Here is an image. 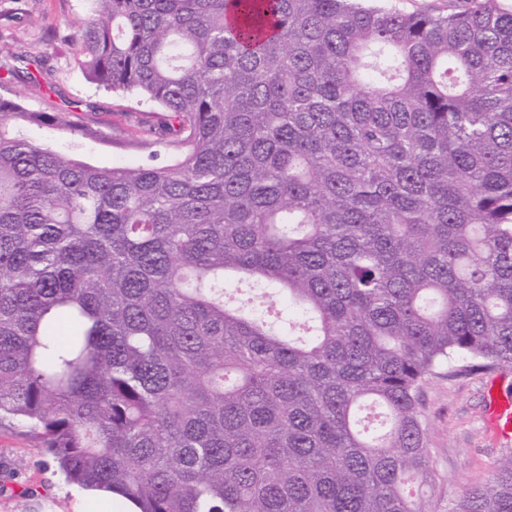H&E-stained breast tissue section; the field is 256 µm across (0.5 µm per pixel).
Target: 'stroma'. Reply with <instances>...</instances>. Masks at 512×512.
Masks as SVG:
<instances>
[{"instance_id": "1", "label": "stroma", "mask_w": 512, "mask_h": 512, "mask_svg": "<svg viewBox=\"0 0 512 512\" xmlns=\"http://www.w3.org/2000/svg\"><path fill=\"white\" fill-rule=\"evenodd\" d=\"M22 9L25 20L0 28V59L7 53L40 56L42 68L58 90L48 94L28 90L36 110L68 111L77 128L67 144L101 164L137 165L148 151L140 140L145 126L158 120L149 104L112 95L87 83L63 43L47 42L44 33L83 17L88 0H0V11ZM109 137L102 145L82 139V128ZM512 392V368L461 371L451 364L438 369L420 393L421 421L431 450L435 481L428 492L431 512H448V504L465 488L488 482L500 458L512 453V439L496 437L486 423L488 388ZM80 486L71 483L45 455L39 439L25 431L0 428V512H74Z\"/></svg>"}]
</instances>
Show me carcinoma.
<instances>
[{"instance_id":"carcinoma-1","label":"carcinoma","mask_w":512,"mask_h":512,"mask_svg":"<svg viewBox=\"0 0 512 512\" xmlns=\"http://www.w3.org/2000/svg\"><path fill=\"white\" fill-rule=\"evenodd\" d=\"M61 41L166 118L104 166L0 96V426L137 512H429L421 388L512 367V13L90 0ZM448 512H512V454Z\"/></svg>"}]
</instances>
